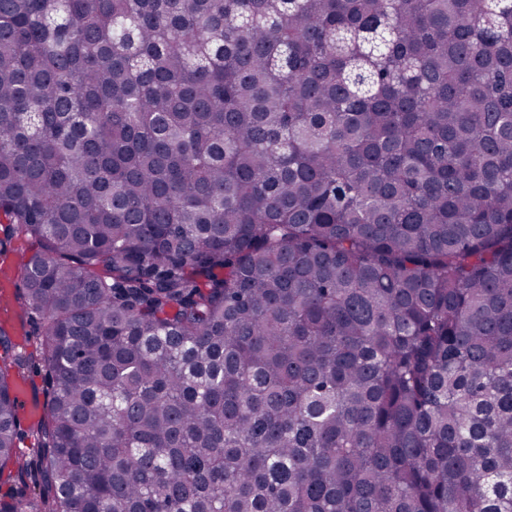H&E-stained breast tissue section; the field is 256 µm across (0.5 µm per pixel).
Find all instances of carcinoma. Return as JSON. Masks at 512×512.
<instances>
[{"label":"carcinoma","mask_w":512,"mask_h":512,"mask_svg":"<svg viewBox=\"0 0 512 512\" xmlns=\"http://www.w3.org/2000/svg\"><path fill=\"white\" fill-rule=\"evenodd\" d=\"M4 222L0 512H512V0H0ZM16 396L18 398L19 411L31 422L41 414L40 406L30 398V383L28 380H19L16 384Z\"/></svg>","instance_id":"cac0c4a2"}]
</instances>
